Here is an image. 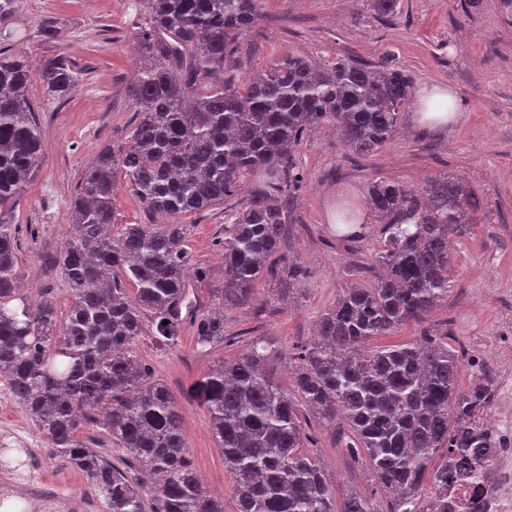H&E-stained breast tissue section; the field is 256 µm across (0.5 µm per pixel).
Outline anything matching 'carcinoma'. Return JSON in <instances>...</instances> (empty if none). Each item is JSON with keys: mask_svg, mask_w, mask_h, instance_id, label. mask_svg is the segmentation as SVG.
<instances>
[{"mask_svg": "<svg viewBox=\"0 0 512 512\" xmlns=\"http://www.w3.org/2000/svg\"><path fill=\"white\" fill-rule=\"evenodd\" d=\"M378 19L399 0H366ZM151 26L138 37L148 63L128 87L136 105L128 147L104 148L83 172L71 224L56 262L73 297L64 316L49 299L20 293L16 205L41 163L43 140L27 95L40 81L54 97L77 85L64 56L31 69L20 52L0 47V380L26 411L49 457L79 469L105 496L107 512H224L187 457V441L167 386L131 345L150 319L154 338L176 344L184 323L207 352L224 343L222 307L252 301L273 272L286 220L277 198L299 177L295 148L322 125L336 126L343 148L370 156L399 131L413 80L386 54L375 63L338 57L317 64L285 56L244 84L223 79L239 34L260 17L261 0H138ZM122 170L152 215L169 224H129L112 234V177ZM263 174L256 193L224 225V272L214 297L221 310L190 301L208 270L192 264L181 218L224 203L246 179ZM366 203L380 220L375 280L348 288L318 322L317 339L296 355L298 397L322 421L341 418L364 451L389 512H434L448 478L475 470L495 441L482 419L490 383L457 387L458 356L448 343L367 350L374 336L424 320L448 298L449 240L470 223L478 197L446 173L413 187L376 179ZM308 271L288 263L286 297ZM281 353L271 336L220 360L194 386L224 467L237 481L234 512H383L367 496L336 502L328 476L305 450L294 397L275 379ZM94 423L125 467L81 437ZM431 496L422 501L428 466ZM153 483L144 490L134 468Z\"/></svg>", "mask_w": 512, "mask_h": 512, "instance_id": "cac0c4a2", "label": "carcinoma"}]
</instances>
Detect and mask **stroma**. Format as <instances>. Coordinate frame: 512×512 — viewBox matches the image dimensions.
<instances>
[{"label":"stroma","instance_id":"35a3bbf8","mask_svg":"<svg viewBox=\"0 0 512 512\" xmlns=\"http://www.w3.org/2000/svg\"><path fill=\"white\" fill-rule=\"evenodd\" d=\"M364 0H264L261 17L237 39L232 74L245 82L257 71L291 54L319 63L341 55L374 61L392 53L413 79L415 88L433 84L455 97L456 123L443 130L416 126L410 101L397 135L373 156L356 157L343 149L336 131L324 128L295 150L302 181L293 191L282 251L271 261L304 266L308 275L290 301H272L280 281L264 277L250 305L224 311L226 343L198 352L191 327L176 344L163 346L143 336L132 349L149 363L171 392L182 417L187 452L206 490L232 512L234 475L224 466L208 425L205 406L191 392L219 359L245 353L254 337L275 336L286 353L277 367V382L295 394L292 357L314 338L320 316L351 283L370 282L372 254L379 222L364 201L370 182L389 177L419 186L448 173L465 180L482 202L473 223L452 238L448 297L420 323H409L391 336L373 339V347L420 342L423 335L447 341L460 367L457 385L468 388L478 376V360L495 362L505 351L499 342L502 322L512 307V0H400L389 21L366 16ZM60 28V40H46L41 24ZM150 18L136 0H17L6 25L9 49L26 54L32 64L58 55L67 57L78 76L71 97L61 101L32 82L28 95L38 111L44 152L35 178L21 197L17 212L21 290L30 296L50 290L59 311L72 297L52 263L69 232L70 202L84 169L97 152L125 147L134 124L135 106L126 87L143 59L136 34ZM254 184L186 220L187 244L195 264L211 276L198 283L202 310L214 308L213 293L222 283L224 214L244 207ZM113 234L150 218L132 190L130 179H112ZM351 209L363 229L344 238L336 213ZM307 445L323 463L337 497L359 493L374 498L382 512L389 501L381 493L366 455H349L343 442L344 422L330 426L302 412ZM8 428L22 429L39 461L40 475L61 499L79 498L102 507L103 499L77 469L49 460V450L26 412L0 387V500L20 501V512H42L28 503L15 482L10 461L17 452L5 437Z\"/></svg>","mask_w":512,"mask_h":512}]
</instances>
